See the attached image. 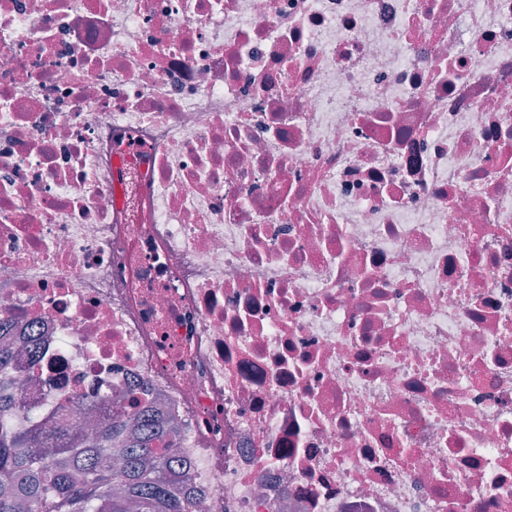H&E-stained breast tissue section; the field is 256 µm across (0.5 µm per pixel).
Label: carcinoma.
Segmentation results:
<instances>
[{
	"label": "carcinoma",
	"mask_w": 512,
	"mask_h": 512,
	"mask_svg": "<svg viewBox=\"0 0 512 512\" xmlns=\"http://www.w3.org/2000/svg\"><path fill=\"white\" fill-rule=\"evenodd\" d=\"M0 395V512H192L171 429L115 416L74 434L49 421L18 429Z\"/></svg>",
	"instance_id": "cac0c4a2"
}]
</instances>
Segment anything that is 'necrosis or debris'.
<instances>
[{
    "instance_id": "1",
    "label": "necrosis or debris",
    "mask_w": 512,
    "mask_h": 512,
    "mask_svg": "<svg viewBox=\"0 0 512 512\" xmlns=\"http://www.w3.org/2000/svg\"><path fill=\"white\" fill-rule=\"evenodd\" d=\"M0 321L196 512H512V0H0Z\"/></svg>"
}]
</instances>
